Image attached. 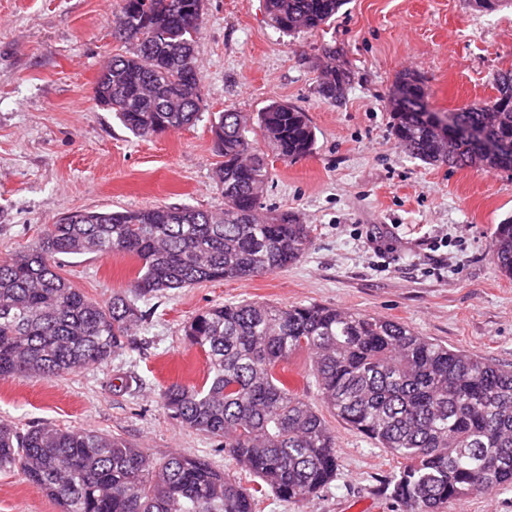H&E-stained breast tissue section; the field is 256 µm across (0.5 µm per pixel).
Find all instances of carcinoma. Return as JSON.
<instances>
[{
    "label": "carcinoma",
    "mask_w": 512,
    "mask_h": 512,
    "mask_svg": "<svg viewBox=\"0 0 512 512\" xmlns=\"http://www.w3.org/2000/svg\"><path fill=\"white\" fill-rule=\"evenodd\" d=\"M204 0H121L114 37L133 46L97 79L107 109L136 137L176 132L200 118L195 63ZM345 0H266L274 26L315 32ZM318 93L336 103V84L352 71L326 48ZM498 95L453 113L445 141L431 122L421 76L400 73L389 91L392 131L431 166L512 170V72ZM276 157L309 156L316 131L301 109L272 102L257 116ZM224 161L214 180L219 212L188 205L140 210L71 211L45 225L36 249L0 257V380L52 378L140 349L149 314L137 299L202 282L283 270L309 249L311 228L288 210L259 219L271 178L268 155L250 138L248 119L226 109L211 122ZM491 251L512 277V217L493 228ZM134 258L129 291L102 304L56 271L62 256ZM206 354L203 386L172 383L164 406L182 425L259 479L248 489L208 460L180 453L160 463L126 440L92 429L0 421V470L17 468L59 512H255L257 494L311 498L339 471L324 416L275 369L295 353L310 358L321 400L353 430L404 461L386 492L402 512H441L451 500L512 486V369L418 335L410 326L317 305L281 308L239 301L207 308L185 326Z\"/></svg>",
    "instance_id": "1"
}]
</instances>
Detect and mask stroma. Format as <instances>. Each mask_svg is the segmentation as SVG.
<instances>
[{"mask_svg": "<svg viewBox=\"0 0 512 512\" xmlns=\"http://www.w3.org/2000/svg\"><path fill=\"white\" fill-rule=\"evenodd\" d=\"M120 0H0V257L35 247L45 225L74 210L187 204L218 211L221 158L210 123L247 117L274 101L306 112L315 152L271 158L262 209L292 211L312 244L287 269L205 282L141 301L151 317L140 350L56 378L0 382V420L52 423L118 435L154 459L180 451L256 486L210 437L183 427L161 394L203 385L204 353L184 328L201 310L242 300L319 304L395 319L430 340L512 367V278L490 251L495 224L512 216V171L430 166L390 131L397 72H419L430 106L451 112L492 100L495 75L512 70V7L479 12L468 0H348L321 30L287 36L264 0H204L197 42L202 91L195 125L140 139L93 98L101 70L128 46L112 28ZM335 47L353 76L342 104L317 91L322 49ZM136 264L64 256L59 273L101 302L126 290ZM139 381L130 391L115 377ZM339 471L328 489L288 502L260 496L257 512H400L383 487L399 461L336 417ZM0 512H59L17 470L0 471Z\"/></svg>", "mask_w": 512, "mask_h": 512, "instance_id": "1", "label": "stroma"}]
</instances>
